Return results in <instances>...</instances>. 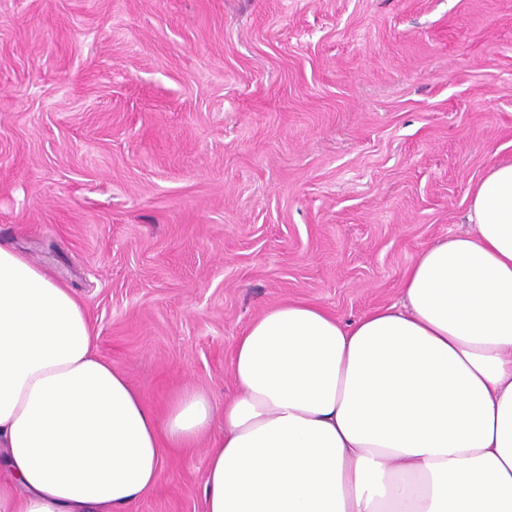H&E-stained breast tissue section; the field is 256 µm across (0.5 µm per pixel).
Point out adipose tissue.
I'll use <instances>...</instances> for the list:
<instances>
[{
  "instance_id": "1",
  "label": "adipose tissue",
  "mask_w": 512,
  "mask_h": 512,
  "mask_svg": "<svg viewBox=\"0 0 512 512\" xmlns=\"http://www.w3.org/2000/svg\"><path fill=\"white\" fill-rule=\"evenodd\" d=\"M468 221L392 304L345 323L288 301L245 327L205 512H512V160ZM213 411L185 388L157 415L69 288L0 244V512H126Z\"/></svg>"
}]
</instances>
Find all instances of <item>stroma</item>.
Here are the masks:
<instances>
[{"label": "stroma", "instance_id": "35a3bbf8", "mask_svg": "<svg viewBox=\"0 0 512 512\" xmlns=\"http://www.w3.org/2000/svg\"><path fill=\"white\" fill-rule=\"evenodd\" d=\"M512 160V0H0V243L157 409L267 309L395 302ZM206 443L129 512H204Z\"/></svg>", "mask_w": 512, "mask_h": 512}]
</instances>
